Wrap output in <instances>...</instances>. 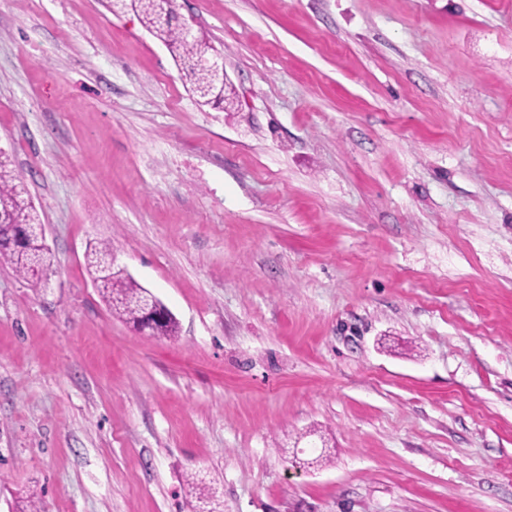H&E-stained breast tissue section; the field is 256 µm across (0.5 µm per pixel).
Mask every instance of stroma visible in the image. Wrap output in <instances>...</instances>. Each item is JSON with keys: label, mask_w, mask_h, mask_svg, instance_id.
Listing matches in <instances>:
<instances>
[{"label": "stroma", "mask_w": 512, "mask_h": 512, "mask_svg": "<svg viewBox=\"0 0 512 512\" xmlns=\"http://www.w3.org/2000/svg\"><path fill=\"white\" fill-rule=\"evenodd\" d=\"M0 0V512H512V0ZM174 315L135 331L85 265ZM130 2L131 7L138 12L148 31L167 46L177 61L179 59L181 70L190 84L191 90L203 105L222 104L226 100L228 104L233 103V98L230 97L231 93L226 95L224 87L227 78L223 62L216 55H210L205 60L224 81L201 63V58L209 55V50H213V48L194 33L191 37L187 36L183 30L184 26L181 27L178 23H173L174 15L171 14L170 4L163 3L164 0H131ZM165 11L167 20L162 22L160 14ZM201 86H206L205 91L200 89ZM23 180L9 156L0 150V225L11 224L10 246H19L29 235L26 224H41ZM36 232L45 244L44 225L42 224ZM40 238H28L20 249L0 247V262L12 265L23 278L32 282L34 288L41 287V273L49 260V252L44 248Z\"/></svg>", "instance_id": "1"}]
</instances>
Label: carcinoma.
<instances>
[{
	"label": "carcinoma",
	"instance_id": "cac0c4a2",
	"mask_svg": "<svg viewBox=\"0 0 512 512\" xmlns=\"http://www.w3.org/2000/svg\"><path fill=\"white\" fill-rule=\"evenodd\" d=\"M127 6L138 12L148 31L179 59L191 90L203 104L233 103V98L226 94L224 81L201 63V58L208 54L211 47L199 36H187L183 27L173 22L171 5L164 0H131L129 5L126 0L109 3L113 9ZM38 223L40 218L29 198L22 175L12 167L9 156L0 150V225ZM111 251L113 247L110 242L93 248L86 256L88 269L109 307L134 323L137 315L135 305L147 291L119 271L102 272L101 258ZM48 260V251L38 237L27 239L19 249L0 247V262L12 265L35 288L42 285L41 273Z\"/></svg>",
	"mask_w": 512,
	"mask_h": 512
}]
</instances>
